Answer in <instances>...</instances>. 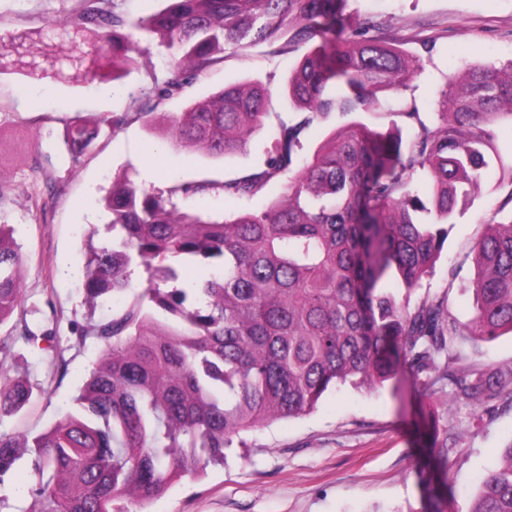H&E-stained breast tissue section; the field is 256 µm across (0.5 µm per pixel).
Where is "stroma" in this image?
<instances>
[{"mask_svg":"<svg viewBox=\"0 0 512 512\" xmlns=\"http://www.w3.org/2000/svg\"><path fill=\"white\" fill-rule=\"evenodd\" d=\"M74 5L0 0V36L38 32ZM348 9L373 19L380 37L421 56L423 71L409 95L427 114L450 75L512 60V0H350ZM428 41L434 50L426 55L422 45ZM294 61V54L273 53L268 44L227 54L187 97L228 83L262 81L275 90L273 111L292 118L281 89ZM174 75L168 51L154 44L144 46L135 70L114 87L57 83L44 97L15 61L0 70V224L13 227L21 248V308L28 322L56 328L53 342L17 343L33 396L18 415L0 419L1 431L49 428L73 410L79 387L101 356L99 343H78L73 329L112 317L118 304L107 299L90 307L81 279L63 269H84L89 245L111 241L103 198L113 178L126 172L157 191L175 179L224 181L261 168L272 146L271 132L263 128L244 153L226 158L173 148L162 153L158 138L134 119L97 140L79 161L71 160L63 140L72 120L133 111L134 97ZM511 190L500 184L497 170L489 171L484 193L457 214L434 277L412 292V301L440 294L459 322L471 320L472 246ZM459 365L512 374V335L463 342ZM245 440V450L229 454L224 465L208 468L199 479L177 480L154 500L124 502L125 512H421L430 485L454 490L458 512H465L477 476L512 440V400L477 403L445 379L427 397L415 370L403 364L377 394L341 386L312 413L253 429Z\"/></svg>","mask_w":512,"mask_h":512,"instance_id":"stroma-1","label":"stroma"}]
</instances>
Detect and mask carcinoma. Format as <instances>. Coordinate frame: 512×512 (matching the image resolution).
<instances>
[{
    "instance_id": "obj_1",
    "label": "carcinoma",
    "mask_w": 512,
    "mask_h": 512,
    "mask_svg": "<svg viewBox=\"0 0 512 512\" xmlns=\"http://www.w3.org/2000/svg\"><path fill=\"white\" fill-rule=\"evenodd\" d=\"M137 18L114 0H77L37 36L0 37V59L22 51L41 57L43 77L105 84L136 62L141 40L170 51L178 75L137 101V112L90 123L73 120L64 143L76 161L103 128L131 116L177 148L225 158L244 151L270 115L272 90L230 83L190 100L161 123L158 105L182 95L227 50L287 37L303 51L288 75L297 110L278 120L262 169L223 182H174L166 192L127 177L104 198L117 237L90 247L83 289L90 301L129 297L122 311L77 336L104 346L80 386L76 408L32 435L0 431V490L23 460L32 461L26 512H114L118 499L161 495L176 479L224 464L241 434L301 417L342 384L376 393L404 361L452 378L459 392L482 401L507 384L496 371L456 368V343L491 342L512 334V220L490 218L474 243L475 314L460 323L438 295L410 303L435 271L459 202L482 193L496 167L512 185V61L469 67L448 80L427 123L416 101L391 112L385 130L348 119L379 111V94L405 91L420 58L381 39L346 35L349 0H168ZM321 43L314 44L315 38ZM340 125L306 146L331 114ZM278 188L266 208L235 218L182 211L175 198L221 194L252 199ZM223 270L189 288H169L175 264ZM22 256L12 229L0 224V324L22 300ZM143 268L148 287L132 292ZM168 315L159 322L153 310ZM53 337L26 318L0 336V361L17 341ZM33 392L26 374L0 383V418L20 412ZM431 512H455V495L428 489ZM467 512H512V442L497 468L477 479Z\"/></svg>"
}]
</instances>
